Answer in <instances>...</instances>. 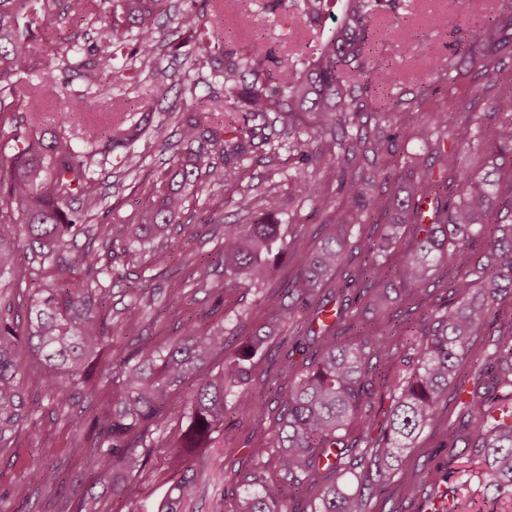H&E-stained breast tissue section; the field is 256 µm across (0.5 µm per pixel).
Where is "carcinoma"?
I'll use <instances>...</instances> for the list:
<instances>
[{"mask_svg": "<svg viewBox=\"0 0 512 512\" xmlns=\"http://www.w3.org/2000/svg\"><path fill=\"white\" fill-rule=\"evenodd\" d=\"M167 2L112 0V21L84 50L55 30V18L62 3L73 17H84L86 0H0V277L8 276L16 288L12 297H0V452L9 451L20 463L26 483L55 490L52 512H104L97 488L127 495L126 512H180L196 489L191 471L202 450L224 435L228 395L256 384L253 364L263 340L257 332L234 343L222 326L200 327L189 315L193 294L174 283L163 294L188 314L182 319L187 331L169 341L145 336L118 345L112 336V271L129 244L169 242L171 227L182 224L186 203L202 189L215 158L223 161L219 183L242 185L256 119L271 116L278 127L267 138V164L275 166L281 137H288L297 156L288 174L295 190L305 194L317 176L336 183L334 195L313 200L335 220L315 248L299 251L283 241L281 220L266 208L265 196L246 188L235 207L260 213L259 221L232 224L211 217L219 246L188 263L203 273L222 269L226 287L251 288L286 256L296 261L289 302L275 309L270 326L292 327L281 364L300 378L276 389V427H261L266 407H252L254 467L243 476V489L231 490L229 512H372V497L387 492L392 480L417 490L422 473L403 457L450 392L461 415L441 444L448 462L464 444L485 465L486 501L512 499V320L499 334L486 380L469 392L453 385L500 293L512 288V175L500 188L504 165H512V74L500 68L501 58L512 53V0H499L498 14L462 54L504 86L482 111L475 98L456 102L474 134L490 132L479 170L462 166L469 141L445 144L448 111H429L426 120L406 127L399 123L403 102L391 95L399 73L376 61L370 47L379 19L399 26L403 0H268L270 14L314 24L329 19L333 26L311 50L300 48L281 60L269 52L226 48L224 21H215L209 61L224 82L227 118L215 124L189 89L176 115L181 150L173 156L169 181L133 216L134 223L108 224L96 213L94 167L99 157L141 141L147 119L118 112L104 126L90 125L80 148L65 134L44 143L20 109L33 112L57 97L64 75L84 65L85 54L93 58L101 98L110 97L122 77L114 48L129 44L130 57L156 67ZM203 22L199 10L178 17L190 32ZM430 24L455 38L462 15L433 14ZM37 40L66 46L65 56L39 60L32 49ZM180 84L179 76L165 72L152 94L165 99ZM402 134L422 148L414 155V171L403 179L379 163ZM378 179L397 183L382 202L368 195ZM75 199L82 201L76 209ZM79 236L99 243L101 251L76 246ZM400 245L402 267L394 275L385 256ZM440 264L456 271L446 297L433 306L422 292ZM37 282L42 287L30 288ZM153 303L154 292L138 289L121 318L127 332L139 329L144 308ZM24 306L36 318L22 319ZM402 335L414 337L417 364L397 387L373 438L378 360L390 338ZM29 369L57 388L53 412L83 432L74 451L85 463V484L60 464L44 465L53 449L34 456L26 447L34 437L28 424L39 408L38 400L25 396ZM77 395L88 399L78 412ZM182 395L177 417L174 405ZM353 422L364 431L362 448L343 434ZM156 450L165 456L173 482L151 502L133 487ZM295 495L312 499L309 510L287 508L286 499ZM434 499L435 512H474L468 499L447 503L446 489L435 491Z\"/></svg>", "mask_w": 512, "mask_h": 512, "instance_id": "carcinoma-1", "label": "carcinoma"}]
</instances>
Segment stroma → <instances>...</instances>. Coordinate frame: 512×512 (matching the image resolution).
I'll return each instance as SVG.
<instances>
[{
	"label": "stroma",
	"instance_id": "stroma-1",
	"mask_svg": "<svg viewBox=\"0 0 512 512\" xmlns=\"http://www.w3.org/2000/svg\"><path fill=\"white\" fill-rule=\"evenodd\" d=\"M193 0H170V11L162 17L165 39L159 50V62L166 72H184L196 86L195 94L204 103L206 111L212 112L215 121H223L224 84L217 78L208 63L212 49L209 27H202L188 33L177 24L180 13L189 8ZM265 0H224V14L228 20L225 28L227 42L235 47L258 48L273 51L276 56L288 57L295 47L316 41L318 29L310 28L299 17L277 20L264 10ZM496 10V0H407L405 17L401 26L392 28L386 22H379L380 38L376 44L377 56L391 61L400 71L402 79L396 93L408 103L425 99L428 106L454 107L461 98L472 97L476 91L493 96L488 79L479 71L472 70L458 75L454 83L441 80L440 75L448 69L451 53L449 38L444 32L429 23L431 14L458 12L464 19L462 37L472 40L475 32ZM112 15V0H89L87 13L82 20L65 17L59 19L56 27L67 38L83 45L95 43L98 38L100 20ZM92 66L85 65L70 72L68 86L58 98L43 103L36 117L38 129L44 136L58 131V113L70 116L67 132L73 138H82L86 126L95 119L111 118L113 113L126 111L134 116L150 113L151 121L163 124L161 139L147 138L134 147L136 165L123 162L120 156L112 154L95 167V177L100 183L102 207L108 223L126 222L128 215L146 201L144 189L152 180L164 173L171 165L173 148L179 140L178 128L168 122L167 114L181 106L186 96L182 88H175L165 100L152 96L155 80L151 70L140 68L138 62H131L125 77L112 88L111 99L97 96L91 81ZM166 140L169 149L161 151L159 140ZM264 145H257L248 160L249 184L254 192L267 195L270 205L279 211L284 220V236L298 238L302 248L317 244L323 233V226L330 215L325 211H314L311 203L300 202L295 188L288 178L295 159L288 149H281L278 172H271L265 163ZM238 187L213 188L191 198L183 214L185 229L176 239L179 255L167 258L161 266H154L152 253L143 246L133 245L130 256L121 271L122 278L112 282V309L122 311L133 296L132 289L143 273H157L165 270L170 281L183 283L194 291L193 305L195 321L203 326H223L226 332L240 330L250 332L264 323L271 310L280 300L281 288L294 272L293 262L280 263L272 272L268 283L247 290L225 288L223 306H213L206 294L207 287L223 285L221 274L208 276L206 287H199L195 276L180 264V254L201 253L212 247L210 239L213 227L208 220L211 216H223L234 224H249L253 215L235 210L233 201ZM512 315V297L503 298L496 307L495 319L480 331L472 342L468 354L462 361L461 375L466 384H474L479 368L478 360L486 359L494 350L501 317ZM281 337H272L268 343L269 355L258 361L256 377L262 383L252 390H242L228 397V429L212 448L206 449L203 459L197 465L196 493L188 499L182 512H224V493L231 490L233 482L250 464L249 436L253 429L249 409L252 404L270 403L272 393L268 383L279 379L280 363L276 358ZM24 388L28 397L39 398L43 404L36 415V427L40 435L39 447L51 448L56 458L63 462L70 474H77L82 466L78 457L69 453L74 430L51 414L47 402L52 390L40 373L30 372L24 377ZM460 407L451 398H442L438 417L425 428L414 448L405 455L408 466L435 472L439 464L445 463V456L437 448L449 422L455 421ZM454 471L448 478L449 493L483 500V465L468 454H461L453 464Z\"/></svg>",
	"mask_w": 512,
	"mask_h": 512
}]
</instances>
